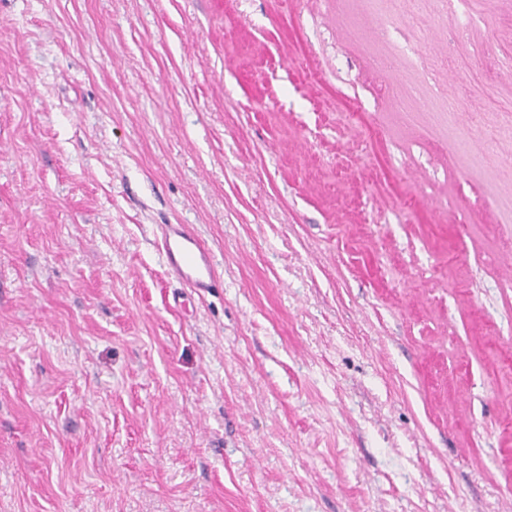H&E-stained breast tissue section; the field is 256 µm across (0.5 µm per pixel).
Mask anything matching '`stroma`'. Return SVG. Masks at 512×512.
<instances>
[{"mask_svg": "<svg viewBox=\"0 0 512 512\" xmlns=\"http://www.w3.org/2000/svg\"><path fill=\"white\" fill-rule=\"evenodd\" d=\"M510 504L512 0H0V512ZM160 250L169 273L198 294L217 286L214 254L186 224H160Z\"/></svg>", "mask_w": 512, "mask_h": 512, "instance_id": "stroma-1", "label": "stroma"}]
</instances>
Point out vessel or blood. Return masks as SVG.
Wrapping results in <instances>:
<instances>
[{
	"label": "vessel or blood",
	"mask_w": 512,
	"mask_h": 512,
	"mask_svg": "<svg viewBox=\"0 0 512 512\" xmlns=\"http://www.w3.org/2000/svg\"><path fill=\"white\" fill-rule=\"evenodd\" d=\"M160 230V250L169 273L199 294L215 288V257L196 234L184 224H164Z\"/></svg>",
	"instance_id": "vessel-or-blood-1"
}]
</instances>
